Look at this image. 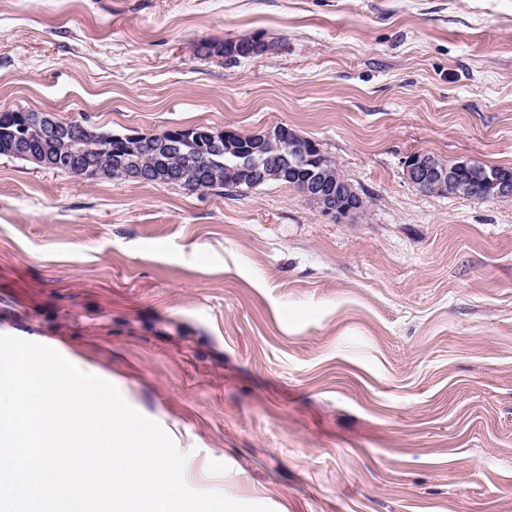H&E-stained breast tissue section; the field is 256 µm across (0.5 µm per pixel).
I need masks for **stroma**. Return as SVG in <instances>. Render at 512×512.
<instances>
[{
	"mask_svg": "<svg viewBox=\"0 0 512 512\" xmlns=\"http://www.w3.org/2000/svg\"><path fill=\"white\" fill-rule=\"evenodd\" d=\"M255 35L251 59L200 41ZM317 141L355 222L294 188L191 193L0 156V335L114 384L186 484L272 512H512V0H0V112ZM448 163L427 152H414L405 160L404 172L406 179L421 192L426 194L448 195V192L467 191L474 200L486 199L512 200V168L494 167L506 172L471 173L470 180H463L462 171H468L467 160Z\"/></svg>",
	"mask_w": 512,
	"mask_h": 512,
	"instance_id": "stroma-1",
	"label": "stroma"
}]
</instances>
